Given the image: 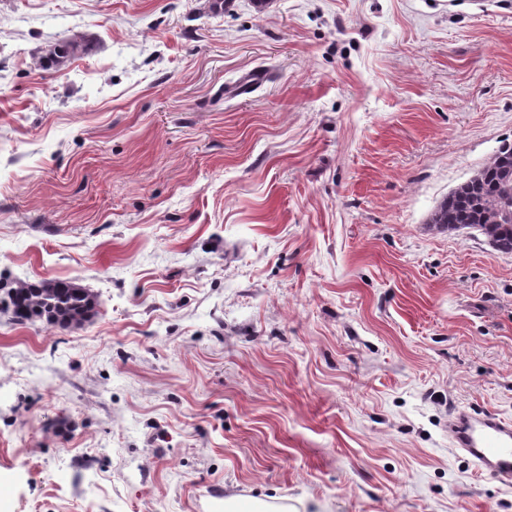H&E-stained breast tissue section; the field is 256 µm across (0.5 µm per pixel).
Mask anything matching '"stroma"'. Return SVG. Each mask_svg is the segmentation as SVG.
Masks as SVG:
<instances>
[{
	"instance_id": "35a3bbf8",
	"label": "stroma",
	"mask_w": 512,
	"mask_h": 512,
	"mask_svg": "<svg viewBox=\"0 0 512 512\" xmlns=\"http://www.w3.org/2000/svg\"><path fill=\"white\" fill-rule=\"evenodd\" d=\"M506 139L512 0H0V282L96 301L0 309V512H512V253L430 223ZM0 307L19 322L44 320L53 326L81 322L93 308L92 296L65 280L16 281L0 285ZM453 448L468 456L476 473L512 486V419L457 409L448 415Z\"/></svg>"
}]
</instances>
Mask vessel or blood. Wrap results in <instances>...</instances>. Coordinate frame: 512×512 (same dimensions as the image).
<instances>
[{
	"label": "vessel or blood",
	"mask_w": 512,
	"mask_h": 512,
	"mask_svg": "<svg viewBox=\"0 0 512 512\" xmlns=\"http://www.w3.org/2000/svg\"><path fill=\"white\" fill-rule=\"evenodd\" d=\"M453 447L468 456L477 474L512 486V419L462 409L448 416Z\"/></svg>",
	"instance_id": "b4317fda"
}]
</instances>
